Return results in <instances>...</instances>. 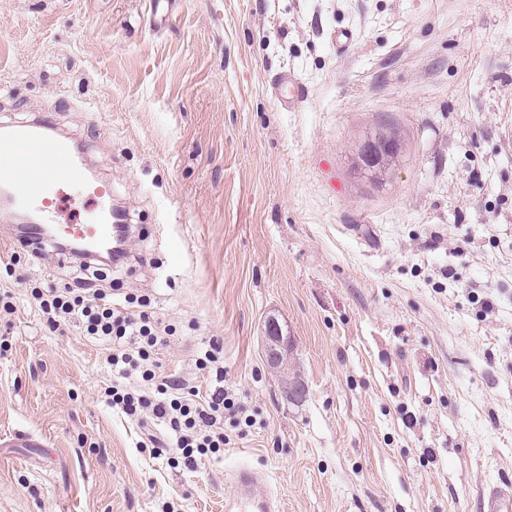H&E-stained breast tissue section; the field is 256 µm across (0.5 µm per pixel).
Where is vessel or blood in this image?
<instances>
[{
	"mask_svg": "<svg viewBox=\"0 0 512 512\" xmlns=\"http://www.w3.org/2000/svg\"><path fill=\"white\" fill-rule=\"evenodd\" d=\"M274 89L284 108H295L305 97L304 87L291 74L278 77ZM63 182L81 187L101 203L94 221L71 225L70 241L90 250L104 246L122 216L112 206L111 188L90 179L85 165L77 161L70 139L54 131L47 115L0 126V201L31 218L30 224L13 226L15 240L32 249L52 241L50 226L56 221L52 196ZM231 478L233 492L224 499V512H279L275 496L266 490L258 471L242 466ZM481 506L483 512H512V485L489 488Z\"/></svg>",
	"mask_w": 512,
	"mask_h": 512,
	"instance_id": "b4317fda",
	"label": "vessel or blood"
}]
</instances>
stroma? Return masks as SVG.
<instances>
[{
  "instance_id": "stroma-1",
  "label": "stroma",
  "mask_w": 512,
  "mask_h": 512,
  "mask_svg": "<svg viewBox=\"0 0 512 512\" xmlns=\"http://www.w3.org/2000/svg\"><path fill=\"white\" fill-rule=\"evenodd\" d=\"M42 113L130 243L87 267L0 236V512H224L240 465L283 512H481L512 482V0H0V118ZM381 126L402 152L373 180ZM91 274L175 326L158 376L208 393L220 347L256 421L223 457L170 465L106 400L104 345L47 325L31 284ZM275 97L279 105L289 110L294 109L305 97V89L293 74H284L277 78ZM392 149L393 146L388 141L381 142L371 139L364 141L358 154L359 166L363 169H374L382 166L386 154ZM292 347L282 334V330L270 318L265 328L263 339V356L266 365L279 375L281 391L289 401L300 400L306 392L305 382L292 362Z\"/></svg>"
}]
</instances>
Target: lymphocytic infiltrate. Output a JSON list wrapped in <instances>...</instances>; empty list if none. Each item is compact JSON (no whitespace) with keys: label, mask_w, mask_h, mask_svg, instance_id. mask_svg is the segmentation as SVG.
<instances>
[{"label":"lymphocytic infiltrate","mask_w":512,"mask_h":512,"mask_svg":"<svg viewBox=\"0 0 512 512\" xmlns=\"http://www.w3.org/2000/svg\"><path fill=\"white\" fill-rule=\"evenodd\" d=\"M31 294L50 327L75 324L84 335L108 347L112 384L105 395L109 403L127 416L146 412L164 424L168 446L184 466H193L203 455L223 456L231 442L225 426H252L253 418L245 406L223 386L224 369L218 364L217 349L204 350L195 360L197 369L216 381L207 396L157 379L155 354L163 337L160 322L148 311L149 297L128 294L117 303L109 291L88 280L74 288L35 287ZM135 372L145 382V389L128 385Z\"/></svg>","instance_id":"lymphocytic-infiltrate-1"}]
</instances>
